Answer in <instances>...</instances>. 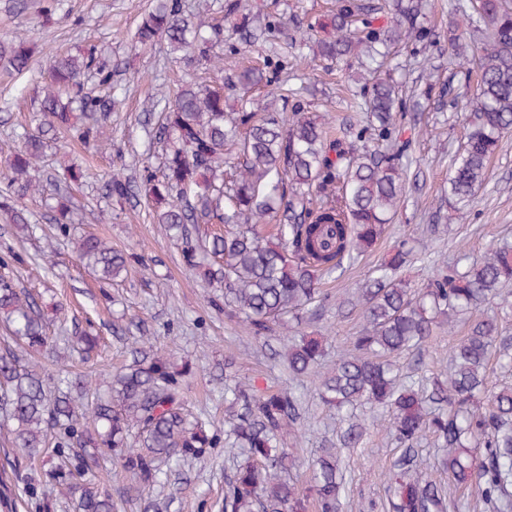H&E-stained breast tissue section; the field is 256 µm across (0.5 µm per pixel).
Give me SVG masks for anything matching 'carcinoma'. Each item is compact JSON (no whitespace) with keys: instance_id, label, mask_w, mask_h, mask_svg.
I'll return each mask as SVG.
<instances>
[{"instance_id":"obj_1","label":"carcinoma","mask_w":512,"mask_h":512,"mask_svg":"<svg viewBox=\"0 0 512 512\" xmlns=\"http://www.w3.org/2000/svg\"><path fill=\"white\" fill-rule=\"evenodd\" d=\"M422 0H391L389 12L375 0H336L335 9L309 24L302 34L309 44L308 66L329 68L338 62L371 60L398 43L432 41L420 21ZM460 20L449 31L448 47L459 74L478 79L464 104V142L448 174V199L469 206L488 176V163L504 134L512 131V0H480L479 19L456 4ZM221 17L210 23L185 13L183 0H158L134 35L141 47L165 38L176 58L190 67L213 71L212 80L186 83L174 95L161 89L156 104L161 118L149 131L161 150L158 165L147 161L139 176L114 173L104 183L106 197L119 206L151 203L153 219L181 243L190 271L203 270L206 288L223 293L209 304L237 318L256 339L269 338L301 323L311 308L329 301L321 282L367 254L377 244L401 205L407 144L398 141L397 123L406 102L393 81L371 69L363 73L368 98L355 111L370 114L368 123L333 137L325 116L292 106L283 119L258 112L249 93L268 87L288 69V43L261 68H243L224 77V24L237 35L229 53L242 52L276 38L285 22L267 15L256 24L241 0H224ZM382 25L375 26L377 20ZM26 35L0 39V61L18 74L30 70ZM39 111L43 122L26 135L10 161L0 208L14 224L28 228L18 199L41 193L29 177L41 158L46 136L63 130L89 150H98L100 129L120 103L112 83L110 61L94 45L51 59L42 71ZM239 107L227 112L226 99ZM76 177L71 168L52 177L56 186L55 221L67 232L70 206L62 185ZM78 259L104 286L126 274L134 256L114 250L98 236L77 242ZM420 254L402 241L367 282L336 298V308L361 311L363 325L349 348L324 365L325 337L288 341L283 357L294 378L319 379L317 394L336 410V447L312 463L310 486L302 490L287 479L295 457L282 448L283 437L297 443L303 402L291 389L258 395L250 381L237 377L225 384L233 411L224 434L185 408L181 372L171 356L146 339L132 365L107 390L93 376L73 381L26 362L31 351L48 348L47 320L39 301L18 290L0 274V317L25 341L21 350L0 353V415L8 422L11 447L32 458L47 447L57 430L56 447L82 450L77 472L67 476L74 512H118L112 494L84 478L99 458H113L115 476H132L123 496L140 497L161 483L160 464L180 467L205 461L211 448L238 451L242 461L228 482L224 512H341L346 472L339 467L340 448L363 445L366 426L360 409L389 413L386 435L403 454L389 475L393 512H444L451 498L415 464L413 448L430 433L437 444L434 466L457 487H473L495 512H512V386L489 388L492 356L512 363V337L481 306L512 309V244L490 250L459 267L460 260L433 262L420 286L401 272ZM473 317L467 335L449 352L448 377L401 379L388 357L420 352L438 327L453 329L459 316Z\"/></svg>"}]
</instances>
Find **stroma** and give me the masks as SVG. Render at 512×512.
Returning <instances> with one entry per match:
<instances>
[{"instance_id": "stroma-1", "label": "stroma", "mask_w": 512, "mask_h": 512, "mask_svg": "<svg viewBox=\"0 0 512 512\" xmlns=\"http://www.w3.org/2000/svg\"><path fill=\"white\" fill-rule=\"evenodd\" d=\"M153 0H64L58 21L42 25L36 7L13 13L12 0H0V37L21 32L31 45V70L18 78L0 71V174L18 142V136L33 126L38 108L37 77L52 53H79L86 46L104 47L112 64L114 81L123 89V103L113 112L103 130L105 149L94 153L78 143H70L60 153L49 142L45 158L32 175L45 179L60 158L79 165L84 176L72 183L71 200L78 213V233H92L115 249L130 248L142 255L146 269H133L118 285L100 288L88 269L78 261L74 241L62 237L48 219L46 199L38 194L23 198L38 231L28 236L19 225L9 223L0 211V256L17 252L25 262L40 264L41 270L27 274L23 265H13L19 287L42 294V305L50 321L49 335L57 343L58 363L71 374L95 372L99 379L133 361L136 323L150 330L156 348L174 354L178 364L189 365L185 377V400L195 414L205 415L214 429L224 427L223 368L250 378L257 393H275L289 384L288 373L273 358L263 341L248 336L224 314L207 302L201 288L184 267L180 247L167 236L163 225L153 223L147 205L119 208L102 198L100 186L112 173L137 175L138 169L157 149L143 126L147 112L153 111L155 86L175 89L189 71L172 59L165 40L152 47H133L131 37ZM255 15L284 14L294 24L333 9L335 0H243ZM385 70L403 95L432 83L453 86L459 99H466L472 86L459 82L448 62V51L431 47L420 53L402 48L391 57ZM204 77V70H196ZM284 78L289 86H304L303 101L310 111L327 112L336 125L356 121L352 112L353 94L358 88L352 68L312 69L289 64ZM461 127L455 118H443L437 100L423 102L420 109L407 112L399 127L400 140L411 143L410 167L405 181V204L374 249L340 277L328 279L323 290L333 296L357 288L381 263L402 237L417 238L427 258L405 273L412 283L423 282L432 272L431 260L438 256L456 258L466 253L481 258L498 238L512 239V134L506 136L489 163V174L476 191L471 213L459 218L444 198L448 167L460 147ZM362 323L360 312L339 314L336 305L326 304L316 314L307 315L304 332H319L330 338V350L347 348ZM92 330L100 346L89 359L70 352L66 339L80 330ZM465 332L464 327L440 328L422 348L419 357L398 359L402 375L415 373L433 377L444 373L448 350ZM305 392L301 426L304 437L293 447L298 463L290 476L300 488L311 480V463L322 448L336 441V418L315 395L312 379H302ZM388 416L377 412L365 437V445L344 451L341 463L350 477L342 512H390L386 474L400 451L385 435ZM238 459L233 453L214 449L205 462L170 476L154 497L163 512H224V488L233 477ZM41 461L17 458L9 476L17 500V512H45L46 500H53L52 512H69L60 486L47 474Z\"/></svg>"}]
</instances>
